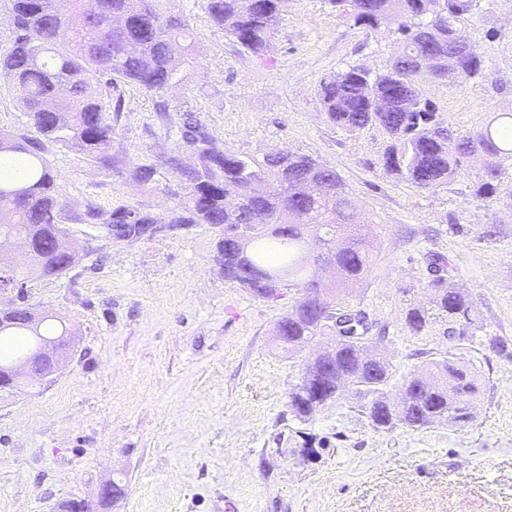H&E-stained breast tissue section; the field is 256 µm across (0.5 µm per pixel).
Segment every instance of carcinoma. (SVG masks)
Here are the masks:
<instances>
[{"instance_id":"obj_1","label":"carcinoma","mask_w":512,"mask_h":512,"mask_svg":"<svg viewBox=\"0 0 512 512\" xmlns=\"http://www.w3.org/2000/svg\"><path fill=\"white\" fill-rule=\"evenodd\" d=\"M6 0L13 20L10 46L0 49V77L17 91L34 134L0 132V169L23 166L17 179H0V230L25 234L38 262L8 271V279L27 285L59 277L72 267L77 247L59 227L62 189L46 158L47 146L85 154L107 166L112 155L111 113L121 111L110 88L120 84L162 94L181 81L194 63L190 25L175 10L176 0ZM285 0H206L214 25L244 50L262 57L275 35ZM354 25L369 30L391 26L400 49L374 76L360 66L323 77L319 97L330 122L357 133L382 129L390 142L381 166L421 190L453 178L462 159L485 158L484 177L475 194L489 197L512 162V113L498 112L484 126L460 136L416 85L424 59L435 62V79L462 74L476 78L485 65L470 42L466 24L476 0H329ZM382 99L385 112L372 109ZM177 154L165 159L189 191L164 218L137 207L119 206L105 218L117 242L146 239L153 224H205L218 232L212 261L224 280L269 299L282 288L296 292L291 310L277 322L278 345L293 355L319 338L330 339L325 355L310 360L288 392V407L306 421L344 388L369 399L364 406L376 430L435 424L465 425L472 419L480 390L477 369L451 356L432 357L403 377L409 399L392 404L384 390L393 378L390 365L374 354L366 317L345 303L347 288L372 273L367 225L336 169L298 151L272 149L260 156L230 153L193 112L183 114ZM187 152L193 164L184 166ZM238 238L228 231L238 227ZM430 303L448 321V334L471 336L481 310L470 295L447 280L448 264L437 257ZM334 271L325 283L317 270ZM18 309L0 319V370L18 354L50 338L25 324ZM429 309L406 314L410 332L426 330Z\"/></svg>"}]
</instances>
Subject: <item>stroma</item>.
Segmentation results:
<instances>
[{"label": "stroma", "mask_w": 512, "mask_h": 512, "mask_svg": "<svg viewBox=\"0 0 512 512\" xmlns=\"http://www.w3.org/2000/svg\"><path fill=\"white\" fill-rule=\"evenodd\" d=\"M176 8L191 26L195 62L161 96L119 87L112 169L48 149L62 184L59 222L80 249L66 274L29 282L26 296L38 313L63 319L73 349L49 381L0 391V512H62L74 501L93 512H225L228 501L237 512H512V359L483 341L512 346V168L488 198L474 193L483 176L475 158L423 191L381 166L384 131L329 122L320 79L351 65L382 72L399 46L391 28L354 26L328 0H285L259 58L210 21L205 0ZM467 36L485 78L417 79L462 135L512 110V0H483ZM186 111L227 151L289 149L336 169L371 230L373 271L348 302L382 339L389 398L402 376L447 351L481 374L470 424L376 430L352 396L297 420L288 391L317 348L290 358L274 347L294 292L258 300L224 281L208 227L118 243L88 218L92 207L174 206L175 176L161 158L176 147ZM137 164L156 165L153 182L130 179ZM435 254L479 303L475 335H449L440 318L418 336L407 328L408 308L429 298ZM114 481L124 497L101 504Z\"/></svg>", "instance_id": "35a3bbf8"}]
</instances>
